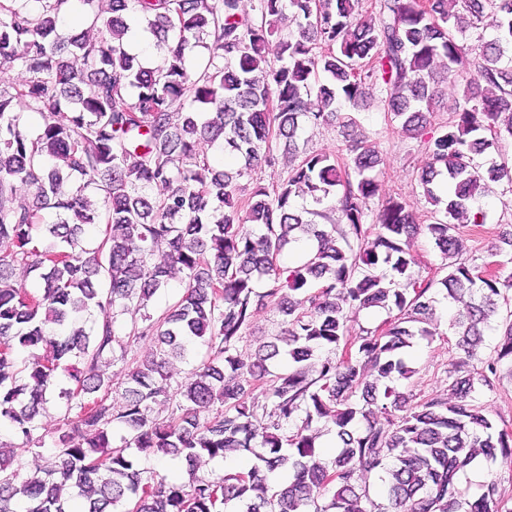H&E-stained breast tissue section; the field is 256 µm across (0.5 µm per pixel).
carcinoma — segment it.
Here are the masks:
<instances>
[{
	"label": "carcinoma",
	"instance_id": "carcinoma-1",
	"mask_svg": "<svg viewBox=\"0 0 512 512\" xmlns=\"http://www.w3.org/2000/svg\"><path fill=\"white\" fill-rule=\"evenodd\" d=\"M241 3L0 0V72L27 73L0 90V421L21 440L0 443V512H17L21 499L22 512H73L61 497L67 486L84 498L80 512H512L495 477L474 498L461 487L479 455L512 464V431L479 402L512 377V314L500 316L512 273L498 260L512 231L479 261L464 257L458 235L461 224L486 223L478 198L512 183V170L479 162L512 140V0H379L374 15L359 12V0H257V20ZM75 7L93 17L97 37L61 36L60 16ZM130 13L164 49L162 65L128 48ZM480 27L494 38L476 52L460 43ZM196 47L209 57L193 68ZM448 83L457 96L448 123L425 141L418 175L435 207L430 224L399 198L369 215L383 158L366 136L351 140L346 157L299 148L308 127H357L345 110L366 106L376 90L415 138ZM27 111L44 120L35 136ZM217 142L239 167L210 164L203 147ZM277 145L291 170L270 190L252 170L276 163ZM18 183L32 188L30 204H15ZM91 185L99 213L85 196ZM297 198L316 208H295ZM44 211L57 222L42 223ZM88 224L105 225L91 251L80 247ZM36 232L50 241L42 251ZM422 232L446 260L439 281L412 274ZM301 242L300 261L280 263ZM18 266L35 274L37 292L12 280ZM177 272L183 293L133 329L155 355L129 369L116 407L100 363L117 348L125 358L123 318ZM440 298L462 304L448 322L449 396L402 392L398 383L414 375L406 349L437 335ZM270 306L280 334L246 363L236 345ZM371 308L390 320L352 335L351 315ZM95 314L86 327L83 317ZM488 330L500 339L487 353ZM196 339L208 359L177 389L170 413L152 415L158 397L171 402L156 378ZM23 349L42 353L20 362ZM283 354L288 368L270 371ZM74 359L84 370L70 371ZM60 370L72 387L59 392L66 407L54 462L26 478L23 454ZM260 387L272 401L270 425L252 403ZM322 419L336 428L328 463L312 429ZM116 420L130 431L119 445L110 440ZM134 448L190 465L201 453L247 452L256 462L186 485L145 476ZM366 474L381 482L383 501L362 489Z\"/></svg>",
	"mask_w": 512,
	"mask_h": 512
}]
</instances>
